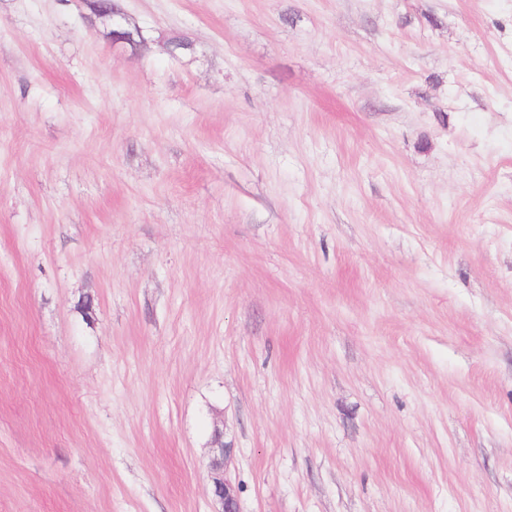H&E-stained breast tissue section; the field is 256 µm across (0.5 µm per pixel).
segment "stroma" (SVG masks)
Here are the masks:
<instances>
[{
	"mask_svg": "<svg viewBox=\"0 0 512 512\" xmlns=\"http://www.w3.org/2000/svg\"><path fill=\"white\" fill-rule=\"evenodd\" d=\"M124 7L0 0V512H512V0ZM104 16L112 19V43L118 44H134L135 34L127 28L126 14L122 7L116 6L112 10L106 11ZM212 444L216 448H210L208 469L211 474L212 496L221 505V510L216 512H241L238 490L226 477L232 448L222 442L221 433L217 430Z\"/></svg>",
	"mask_w": 512,
	"mask_h": 512,
	"instance_id": "1",
	"label": "stroma"
}]
</instances>
